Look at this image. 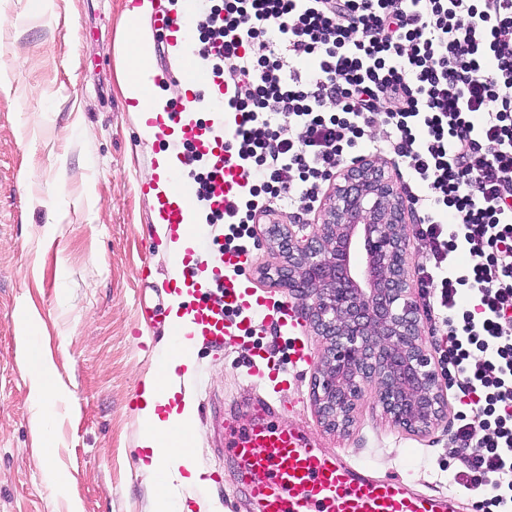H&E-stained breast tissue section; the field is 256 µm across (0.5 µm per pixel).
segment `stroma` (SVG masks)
Wrapping results in <instances>:
<instances>
[{
  "instance_id": "1",
  "label": "stroma",
  "mask_w": 512,
  "mask_h": 512,
  "mask_svg": "<svg viewBox=\"0 0 512 512\" xmlns=\"http://www.w3.org/2000/svg\"><path fill=\"white\" fill-rule=\"evenodd\" d=\"M147 2L140 30L154 70L170 75L160 90L175 103L184 95L177 63L151 14L175 0ZM124 12L125 0H0V69L9 81L0 88V512H71L75 501L80 512H152L139 398L176 339L149 314L170 302L172 264L136 186L148 182L166 145L124 105ZM272 221L316 224L320 215L285 206L255 217L251 264L238 278L257 294L285 298L288 290L262 275L281 260L266 239ZM252 319L251 334L192 345L185 398L204 412L191 418L187 453L209 482L172 493L170 512L192 500L206 502L207 512H255L222 446V425L251 412L258 389L248 377L250 354L260 349L287 371L291 386L281 400L301 396L289 418L319 448L417 491L456 494L459 512H475L468 492L448 483L460 460L456 401L448 403L447 428L414 435L383 415L370 386L349 433L328 431L310 400L313 369L293 365L277 315L256 311ZM31 348L53 363L64 390L49 399L43 429L33 421Z\"/></svg>"
}]
</instances>
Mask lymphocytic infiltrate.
Here are the masks:
<instances>
[{
    "mask_svg": "<svg viewBox=\"0 0 512 512\" xmlns=\"http://www.w3.org/2000/svg\"><path fill=\"white\" fill-rule=\"evenodd\" d=\"M240 118L224 150L244 175L225 250L257 213L312 212L342 162L388 131L417 236L419 288L448 329L441 364L470 406L449 480L512 512V0H219Z\"/></svg>",
    "mask_w": 512,
    "mask_h": 512,
    "instance_id": "lymphocytic-infiltrate-1",
    "label": "lymphocytic infiltrate"
}]
</instances>
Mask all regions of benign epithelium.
Wrapping results in <instances>:
<instances>
[{"label": "benign epithelium", "mask_w": 512, "mask_h": 512, "mask_svg": "<svg viewBox=\"0 0 512 512\" xmlns=\"http://www.w3.org/2000/svg\"><path fill=\"white\" fill-rule=\"evenodd\" d=\"M405 200L384 167L359 157L336 180L320 224H270L284 261L267 273L300 301L326 342L310 396L324 426L347 432L366 386L400 429L428 433L447 417L407 273Z\"/></svg>", "instance_id": "obj_1"}]
</instances>
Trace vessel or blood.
<instances>
[{
  "instance_id": "b4317fda",
  "label": "vessel or blood",
  "mask_w": 512,
  "mask_h": 512,
  "mask_svg": "<svg viewBox=\"0 0 512 512\" xmlns=\"http://www.w3.org/2000/svg\"><path fill=\"white\" fill-rule=\"evenodd\" d=\"M203 10L201 0H180L176 11H160L154 26L179 63V79L185 88L205 87L208 109H224L227 88L224 71L214 56L203 55L192 42V33ZM161 77L147 71L139 89L125 100L127 109L149 113L148 124L156 139L191 144L214 170L206 198H199L194 180L185 171L183 156L170 152L159 165L153 182L139 185L140 195L150 197L156 224L172 239L189 235L199 223V206L220 211L237 194L244 180L241 170L224 160V130L193 118L198 108L192 97L170 104L151 96ZM248 253L228 252L203 272L189 271L188 259L177 262L178 270L168 280L173 295L197 294L201 301L188 312L189 322L174 326L178 336H200L221 342L230 325L225 309L241 312L237 327L252 328L251 311L275 310L281 327L295 331L298 320L287 302L256 294L244 282L225 278V269L244 270ZM249 376L262 388L260 398L245 423L224 427V446L240 465V483L259 512H458L455 497L417 492L398 477H377L361 465L316 448L313 438L290 423H277V398L289 381L280 365L262 351L253 353Z\"/></svg>"
}]
</instances>
